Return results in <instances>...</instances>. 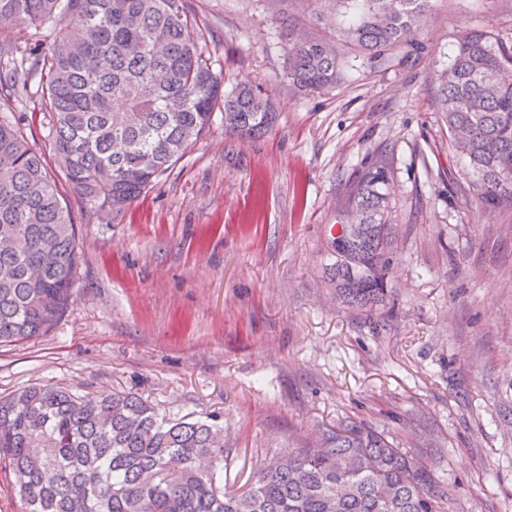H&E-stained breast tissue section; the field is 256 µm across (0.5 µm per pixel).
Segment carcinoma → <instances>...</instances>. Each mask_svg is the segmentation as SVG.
Instances as JSON below:
<instances>
[{"mask_svg": "<svg viewBox=\"0 0 512 512\" xmlns=\"http://www.w3.org/2000/svg\"><path fill=\"white\" fill-rule=\"evenodd\" d=\"M347 41L371 59L408 38L432 0H353ZM0 18L46 29L38 46L0 43V94L39 79L56 117L53 152L82 201L123 211L224 115V133L256 139L275 124L269 95L222 91L185 0H0ZM293 83L340 80L336 44L282 22ZM452 152L482 204L512 211V36L462 32L440 75ZM389 162H371L326 230L323 276L336 298L386 304L396 252ZM82 246L41 155L0 119V345L48 334L73 300ZM221 414L167 420L135 393L83 398L35 384L0 398V460L24 512H444L448 490L388 437L353 419L262 464L249 490H224Z\"/></svg>", "mask_w": 512, "mask_h": 512, "instance_id": "obj_1", "label": "carcinoma"}]
</instances>
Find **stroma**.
Segmentation results:
<instances>
[{
    "instance_id": "35a3bbf8",
    "label": "stroma",
    "mask_w": 512,
    "mask_h": 512,
    "mask_svg": "<svg viewBox=\"0 0 512 512\" xmlns=\"http://www.w3.org/2000/svg\"><path fill=\"white\" fill-rule=\"evenodd\" d=\"M225 89H268L258 139L209 131L120 214L66 195L82 242L74 302L47 335L0 346V397L34 384L136 393L173 418L224 416V486L245 492L272 453L347 418L422 455L445 512H512V215L484 210L448 148L437 106L458 35L512 32V0H433L421 54L370 60L336 0H186ZM332 39L336 87L288 76L277 17ZM36 89L0 94L51 158L55 116ZM388 152L398 264L367 313L322 278L335 223L364 163Z\"/></svg>"
}]
</instances>
